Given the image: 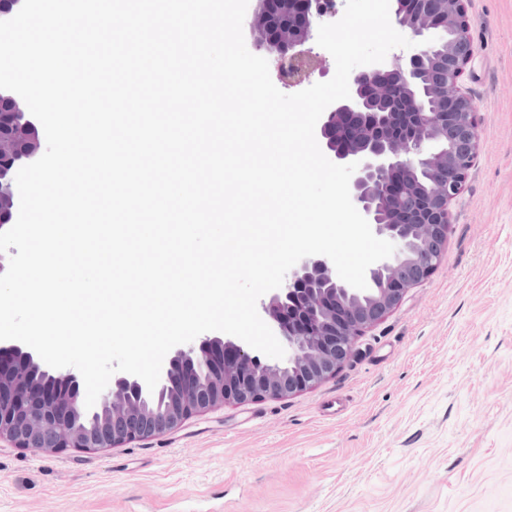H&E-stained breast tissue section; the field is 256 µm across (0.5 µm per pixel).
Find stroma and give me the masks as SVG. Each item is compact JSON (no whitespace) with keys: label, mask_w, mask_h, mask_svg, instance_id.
I'll use <instances>...</instances> for the list:
<instances>
[{"label":"stroma","mask_w":512,"mask_h":512,"mask_svg":"<svg viewBox=\"0 0 512 512\" xmlns=\"http://www.w3.org/2000/svg\"><path fill=\"white\" fill-rule=\"evenodd\" d=\"M465 6L480 144L431 277L309 391L95 453L0 441V512H512V0Z\"/></svg>","instance_id":"35a3bbf8"}]
</instances>
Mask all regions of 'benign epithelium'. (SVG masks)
I'll return each mask as SVG.
<instances>
[{
    "instance_id": "obj_1",
    "label": "benign epithelium",
    "mask_w": 512,
    "mask_h": 512,
    "mask_svg": "<svg viewBox=\"0 0 512 512\" xmlns=\"http://www.w3.org/2000/svg\"><path fill=\"white\" fill-rule=\"evenodd\" d=\"M279 3L276 14L255 0L249 38L283 80L295 82L320 69L322 59L298 47L317 39L321 13L316 0ZM389 13L415 46L350 74V98L328 106L315 129L330 161L358 163L352 202L373 233L395 245L368 267L367 289L344 282L326 257H305L260 301L284 358L271 361L235 336L205 334L167 353L154 390L135 375H114L90 409L80 373L0 340V439L43 453L98 451L172 431L217 407L294 396L334 376L359 338L429 279L448 242L449 204L479 147L475 106L461 90L474 48L465 0H412L406 10L390 0ZM38 125L19 95L0 89L1 225L18 217L16 173L42 156L22 144Z\"/></svg>"
}]
</instances>
